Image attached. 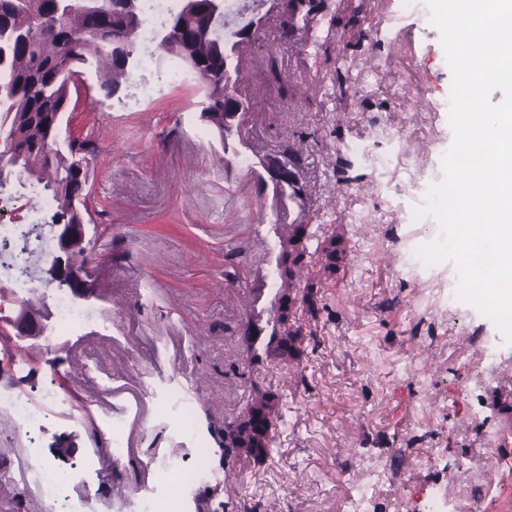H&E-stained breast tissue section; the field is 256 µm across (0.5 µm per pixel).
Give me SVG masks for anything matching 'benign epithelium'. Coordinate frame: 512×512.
Listing matches in <instances>:
<instances>
[{
	"instance_id": "7a95c632",
	"label": "benign epithelium",
	"mask_w": 512,
	"mask_h": 512,
	"mask_svg": "<svg viewBox=\"0 0 512 512\" xmlns=\"http://www.w3.org/2000/svg\"><path fill=\"white\" fill-rule=\"evenodd\" d=\"M304 0H246L239 7V18L224 36V61L239 63L241 47L258 39L266 19L274 12L287 16L299 12ZM235 72L224 70V168L231 172L236 160L252 150L250 138V116L248 97L234 87ZM253 179L255 188L265 198L272 197L275 206L285 201H294L303 196V188L297 170L288 166L285 159L277 154H254ZM53 252L41 269L43 280L49 286H67L72 296L80 302L101 298L98 289L76 273L68 260L71 245L76 240L86 239L84 224H53L50 228ZM50 315L46 311L20 305L17 316L0 324V333L16 336L19 340L38 339L48 330Z\"/></svg>"
}]
</instances>
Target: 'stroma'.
Wrapping results in <instances>:
<instances>
[{
    "instance_id": "35a3bbf8",
    "label": "stroma",
    "mask_w": 512,
    "mask_h": 512,
    "mask_svg": "<svg viewBox=\"0 0 512 512\" xmlns=\"http://www.w3.org/2000/svg\"><path fill=\"white\" fill-rule=\"evenodd\" d=\"M272 16L245 51L250 64L254 153L294 145L304 195L274 211L259 207L248 173L224 177V145L201 117L197 81L167 88L160 61L138 76L158 86L149 101L129 85L104 97L86 72L71 128L104 149L89 163L93 201L86 270L112 317L108 335L46 334L0 354V390L34 400L67 391L68 413H50L25 433L0 415V512H62L43 498L37 463L69 475L66 496L85 512H119L114 488L139 497L151 464L191 468L198 450L170 433L154 385L176 387L208 448L213 476L194 488L189 512H399L401 497L444 486L456 512H468L449 473L471 468L486 485L481 512H512V436L492 444L512 414V344L476 307L448 308L441 290L453 262L409 266L406 255L432 241L437 224H417L407 165L438 169L453 133L446 101L452 75L437 28L404 0H308L290 37ZM272 56L304 93L282 99L259 62ZM405 152L378 170L352 156L363 142L388 156L381 127ZM271 227L256 239L257 225ZM306 228L304 274L280 286L282 235ZM342 237L346 257L323 269L325 240ZM320 286L318 310L302 302ZM287 308V320L259 307ZM295 335L302 356L267 353L271 336ZM494 348L491 362L482 347ZM28 366L18 371L15 358ZM496 381L470 385L478 371ZM265 393L278 397L266 463L225 448L233 428ZM121 418L129 450L114 467L97 421ZM73 442L68 454L55 444ZM495 447L499 465L486 469ZM364 460L349 468V457ZM381 462L386 476L370 466Z\"/></svg>"
}]
</instances>
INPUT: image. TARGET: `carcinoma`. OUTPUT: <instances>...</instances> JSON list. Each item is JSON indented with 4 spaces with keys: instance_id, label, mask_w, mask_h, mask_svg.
Here are the masks:
<instances>
[{
    "instance_id": "cac0c4a2",
    "label": "carcinoma",
    "mask_w": 512,
    "mask_h": 512,
    "mask_svg": "<svg viewBox=\"0 0 512 512\" xmlns=\"http://www.w3.org/2000/svg\"><path fill=\"white\" fill-rule=\"evenodd\" d=\"M140 4L112 0V10L106 11L102 0H0V155L11 159V168L0 167V187L13 178L21 187L43 186L56 203L52 224L92 221L87 164L100 145L87 134L61 149L47 142V130L62 119L78 92L74 75L94 70L106 97L130 81L133 73L122 58L132 52L136 60L142 52ZM222 12V0H196L194 12L180 13L176 19L192 32ZM166 29L164 22L154 32L159 49L205 62V87L224 84V28L215 37L190 42L168 38ZM264 69L269 80L278 83L282 97H301V90L278 73L273 57H267ZM209 112L207 122L224 136V100H215ZM75 199L83 202L77 210L72 209ZM273 353L281 359L300 356L289 336L275 339ZM266 442L265 434L255 428L246 452L261 463Z\"/></svg>"
}]
</instances>
